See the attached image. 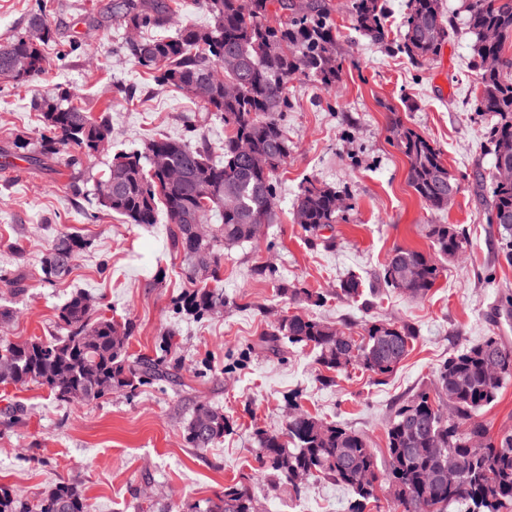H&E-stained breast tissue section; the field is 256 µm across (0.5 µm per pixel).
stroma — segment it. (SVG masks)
I'll list each match as a JSON object with an SVG mask.
<instances>
[{
  "label": "stroma",
  "mask_w": 512,
  "mask_h": 512,
  "mask_svg": "<svg viewBox=\"0 0 512 512\" xmlns=\"http://www.w3.org/2000/svg\"><path fill=\"white\" fill-rule=\"evenodd\" d=\"M111 3L0 0V45L24 35L28 17L41 7L55 32L40 77L26 86L0 78V152L11 155L0 167V274L27 276L18 293L0 282V303L14 311L0 323V342L49 338L59 307L83 291L94 298L95 312L135 322L131 354L154 355L163 332L172 331L182 367L176 381L88 403L58 401L36 385H0V422L15 409L23 416L0 432V485L32 505L69 482L84 490L90 512H187L246 474L262 512H345L348 491L330 483L311 484L298 501L269 493L258 472L254 428L280 429L294 393L304 410L364 433L381 450L395 406L429 386L448 356L489 336L512 343V311L499 302L512 289V265L500 255L495 226L485 221L488 194L479 171L490 158L483 123L469 106L478 88L469 65L472 37L452 36L433 61L417 67L359 32L349 0H331L345 58L342 81L333 92L302 76L289 81L290 154L278 172L277 221L258 242L225 252L224 311L196 320L175 308L187 283L169 249L166 218L150 227L124 223L100 209L91 190L114 154L155 137L190 132L220 154L224 123L206 117L197 99L159 86L127 56L129 32L113 20ZM58 86L112 127L108 151L76 169L60 155L41 167L12 155L16 139L37 145L45 126L35 104ZM395 115L442 151L459 184L447 210L428 209L409 185L407 159L388 136ZM309 180L344 191L349 204L330 250L310 248L294 222L293 201ZM429 224L460 225L468 245L425 299L390 290L356 302L336 297L348 275L373 282L393 247L429 251ZM63 232L79 233L87 247L68 276L44 282L42 257ZM268 263L271 279L256 272ZM279 280L325 294L310 315L355 336L373 318L412 324L413 349L383 381L355 370L322 385L309 351L259 346L273 317L295 310L277 295ZM201 401L233 418L235 430L199 449L186 444L183 427Z\"/></svg>",
  "instance_id": "obj_1"
}]
</instances>
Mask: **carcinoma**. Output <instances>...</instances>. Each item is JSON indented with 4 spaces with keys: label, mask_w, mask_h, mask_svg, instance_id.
<instances>
[{
    "label": "carcinoma",
    "mask_w": 512,
    "mask_h": 512,
    "mask_svg": "<svg viewBox=\"0 0 512 512\" xmlns=\"http://www.w3.org/2000/svg\"><path fill=\"white\" fill-rule=\"evenodd\" d=\"M356 28L377 44H388L385 0H349ZM210 16L203 27L183 25L174 37L161 36L127 42L136 64L154 74L162 86L182 91L185 85L207 80L211 87L205 111L223 120L227 132L223 158L212 160L204 142L188 138H156L142 152L120 153L108 170L126 174L122 188L112 198L97 196L99 206L121 216L128 224L157 223L159 211L169 222L170 248L184 264L191 290L176 302L177 310L192 317L209 314L224 305L220 287L224 250L250 244L262 237L263 227L274 223L278 196L276 173L289 155L285 126L291 103L288 81L302 74L331 90L342 81L345 58L330 20L327 0H200ZM473 35L470 65L479 80L472 111L489 118L484 139L493 156L490 198L486 221L496 225L501 252L512 264V223H495L494 214L512 215V181L497 177L498 150L512 142V56L505 52L512 39V0H464ZM176 10L151 0H113L112 14L125 27L139 31L166 29ZM39 24L44 37L36 43L19 36L0 46V76L14 84L29 83L45 72L42 46L54 38L47 17L32 13L27 25ZM405 34L397 49L421 66L434 59L453 34L452 19L445 16L440 0H410L404 19ZM30 59V69L16 74L10 55ZM497 67L490 70L486 60ZM45 133L31 150L20 139V158L42 166L65 152L67 165L75 168L96 153L101 141H109L112 128L75 102L64 90L43 101ZM389 133L408 159L407 180L428 208H448V189H458L441 150L428 138L391 119ZM266 155L270 164L254 166L249 155ZM178 168L183 179L170 183L166 172ZM232 195L235 205L221 209L214 197ZM336 188L309 181L297 194L293 209L305 216L302 225L314 247H330L341 210ZM205 224L207 236L194 235V225ZM432 251L396 247L377 281L412 299L426 297L443 273V261L459 257L466 236L456 224H431ZM86 247L72 233L56 238L41 262L43 281L69 273ZM278 293L300 307L319 306L325 297L305 288L278 287ZM336 295L357 301L364 296L361 279L342 281ZM56 326L60 337L29 339L0 344V384H36L56 399L69 402L83 392L84 402L100 400L114 392H132L138 386L175 377L177 359L170 357L171 342L162 339L156 358L131 357L129 340L134 324L129 319L93 316L86 294L78 292L59 308ZM416 341L409 323L374 319L363 334L353 336L336 325L295 312L262 334L261 342L276 351L282 343L310 347L317 362L334 376L359 368L378 379L391 374ZM512 381V345L499 336L449 356L440 366L433 388L420 390L395 408L385 425L386 448L379 454L370 440L350 427L295 407L282 430L255 431L259 469L275 491L288 486V495L302 496L310 480L326 481L351 491L346 512H372L384 491L399 512H512V428L490 435L474 416L492 405ZM233 430V422L210 404H198L184 428L192 448H209ZM458 458L453 478L444 471L448 458ZM251 483L238 480L224 486L213 498L195 502L190 512H259ZM0 512H29L13 491L0 485ZM39 512H89L78 485L60 483L39 505Z\"/></svg>",
    "instance_id": "cac0c4a2"
}]
</instances>
